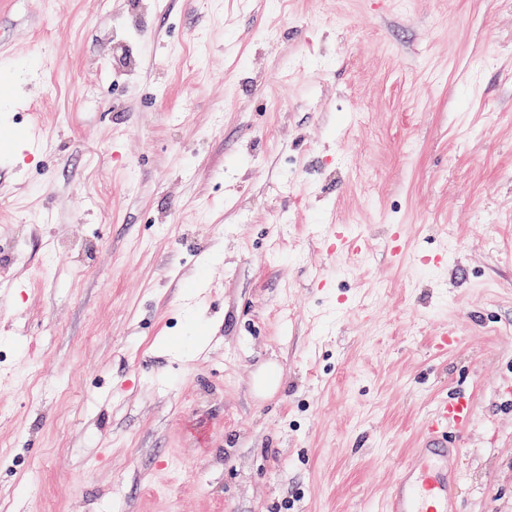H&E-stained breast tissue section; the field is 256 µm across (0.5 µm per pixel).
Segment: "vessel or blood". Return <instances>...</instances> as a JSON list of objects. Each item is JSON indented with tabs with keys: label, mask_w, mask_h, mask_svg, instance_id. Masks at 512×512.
<instances>
[{
	"label": "vessel or blood",
	"mask_w": 512,
	"mask_h": 512,
	"mask_svg": "<svg viewBox=\"0 0 512 512\" xmlns=\"http://www.w3.org/2000/svg\"><path fill=\"white\" fill-rule=\"evenodd\" d=\"M333 240L327 249L332 253L361 251L363 240L351 237L346 226L332 228ZM474 417V403L458 394L436 404L425 420L416 451L415 467L402 472L393 483L384 512H449L448 456L449 432H463Z\"/></svg>",
	"instance_id": "b4317fda"
}]
</instances>
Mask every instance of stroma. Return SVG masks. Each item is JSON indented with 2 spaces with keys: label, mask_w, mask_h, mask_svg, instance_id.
Segmentation results:
<instances>
[{
  "label": "stroma",
  "mask_w": 512,
  "mask_h": 512,
  "mask_svg": "<svg viewBox=\"0 0 512 512\" xmlns=\"http://www.w3.org/2000/svg\"><path fill=\"white\" fill-rule=\"evenodd\" d=\"M0 277V512H512V0H0ZM333 241L327 245V250L331 253H341L345 251L359 252L365 243L360 238L351 237L343 224L332 226ZM474 417L473 400L457 394L436 404L425 420L416 448L415 467L402 472L393 483L384 512H448V454H457L458 443L448 445V432L460 436Z\"/></svg>",
  "instance_id": "obj_1"
}]
</instances>
